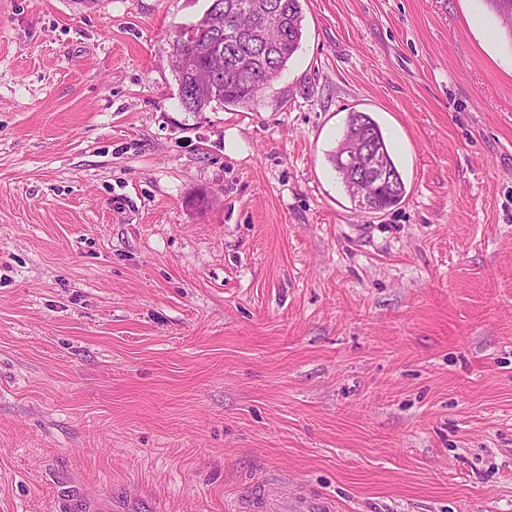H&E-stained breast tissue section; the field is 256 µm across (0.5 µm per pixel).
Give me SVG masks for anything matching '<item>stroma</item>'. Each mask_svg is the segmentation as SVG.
Listing matches in <instances>:
<instances>
[{"mask_svg":"<svg viewBox=\"0 0 512 512\" xmlns=\"http://www.w3.org/2000/svg\"><path fill=\"white\" fill-rule=\"evenodd\" d=\"M210 0H0V512H512V41L486 0H302L185 111ZM406 184L358 208L351 112ZM278 11V26L274 29L270 38L273 45V51L276 56L270 58L265 64L260 63L257 58L263 54L248 43H239L228 46L223 41L217 39V49L214 52L210 67L213 70V86L221 85L224 82V88L216 93L203 94L210 86L198 85L195 83L194 71L177 69L175 73L179 87V99L185 111L186 106L193 108L188 112H204L209 108H248L255 99L264 91L271 87L286 70L288 62L298 50L303 36V9L301 0H268ZM279 45V46H278ZM237 65L257 66L258 72L251 83L252 69L240 68L237 73L238 79L250 87L240 86L236 83L235 68ZM266 66L272 70L270 76L261 73L260 67ZM190 86L186 93V98L181 96V88ZM194 25L195 23H191L181 27L184 38L182 48L191 54L196 64L202 66L210 55L212 39L216 37L200 32ZM285 484L277 481V484L264 485L263 493L253 500L241 502L239 512H335L336 502L326 497H312L280 491L275 485Z\"/></svg>","mask_w":512,"mask_h":512,"instance_id":"1","label":"stroma"}]
</instances>
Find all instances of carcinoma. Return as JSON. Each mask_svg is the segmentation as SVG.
<instances>
[{
  "label": "carcinoma",
  "mask_w": 512,
  "mask_h": 512,
  "mask_svg": "<svg viewBox=\"0 0 512 512\" xmlns=\"http://www.w3.org/2000/svg\"><path fill=\"white\" fill-rule=\"evenodd\" d=\"M278 11V26L270 38L276 56L265 63L258 61L260 52L248 43L224 46V88L216 93L207 92L208 86L195 83L194 73L184 69L175 70L178 87H190L186 98L180 99L181 105L193 108V112H204L209 108H248L255 99L271 87L286 70L288 62L298 50L303 36V9L301 0H270ZM490 8L499 17L504 33L512 41V0H486ZM184 38L183 49L189 52L193 61L202 66L211 52L212 36L194 28V24L182 27ZM239 65L260 67L262 65L272 70L269 76L261 72L255 74L251 86L245 87L236 83L235 68ZM364 140L370 143L385 159L394 176V189L379 197L380 207H390L404 196L405 184L397 169L385 142L379 125L366 113L353 112L349 115L346 130L343 133L333 155V162L342 183H347L349 174L343 171L342 156L346 147L356 141Z\"/></svg>",
  "instance_id": "cac0c4a2"
}]
</instances>
